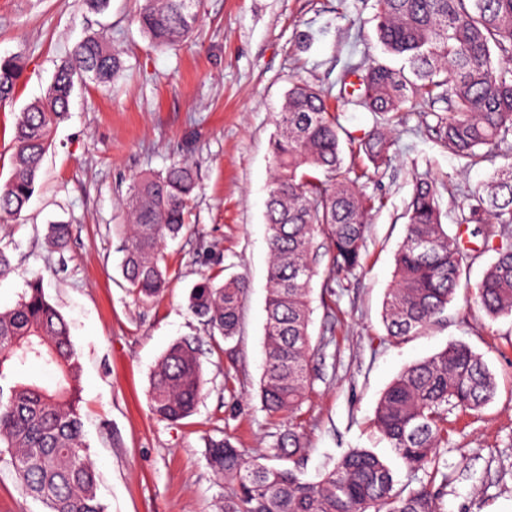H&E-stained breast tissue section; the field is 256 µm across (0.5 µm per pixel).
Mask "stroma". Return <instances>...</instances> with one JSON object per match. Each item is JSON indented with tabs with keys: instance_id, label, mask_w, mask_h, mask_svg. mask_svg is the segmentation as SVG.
<instances>
[{
	"instance_id": "stroma-1",
	"label": "stroma",
	"mask_w": 512,
	"mask_h": 512,
	"mask_svg": "<svg viewBox=\"0 0 512 512\" xmlns=\"http://www.w3.org/2000/svg\"><path fill=\"white\" fill-rule=\"evenodd\" d=\"M142 3L110 0L97 13L87 0H0V56L16 57L22 67L18 96L0 104V183L10 175L17 116L45 94L78 40L104 34L124 60L107 86L76 87L28 207L0 222V249L12 265L0 276V310L13 308L38 279L67 321L81 356L86 441L105 512H220L224 484L207 465V439L226 435L256 455L285 425L257 396L276 114L291 81L301 78L329 95L349 139L376 129L375 115L341 88L348 70L381 55L374 0H201L192 33L163 51L135 20ZM447 110L443 99L409 105L385 128L391 161L359 181L364 193L383 200L370 217L362 264L335 295L326 294L322 278L314 280L301 470L314 482L349 450L369 448L393 467L400 486L417 487L422 473L381 441L375 410L408 365L463 343L482 355L495 396L478 413L448 414V439L437 451L448 475L440 510L512 512V317L485 316L475 289L495 252L479 251L470 262L447 324L396 341L382 320L416 179H443L441 208L453 234L462 204L495 168L489 161L467 165L437 143L433 128ZM177 161L196 174L187 225L163 248L167 288L140 301L121 272V202L136 177ZM55 222L72 227L61 252L46 239ZM232 274L249 285L242 332L218 353L188 311L187 294L204 276ZM179 340L199 344L205 384L194 413L175 424L151 413L148 387L157 359ZM0 512H47L22 491L5 452Z\"/></svg>"
}]
</instances>
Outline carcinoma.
<instances>
[{
    "mask_svg": "<svg viewBox=\"0 0 512 512\" xmlns=\"http://www.w3.org/2000/svg\"><path fill=\"white\" fill-rule=\"evenodd\" d=\"M198 6L199 0H144L138 22L162 50L189 36ZM373 21L382 58L357 74L351 96L385 124L409 102L444 98L448 114L436 124L443 147L469 165L509 155L512 0H375ZM122 66L120 53L99 35L74 45L44 97L28 104L16 122L12 173L0 185V218L20 214L31 199L75 85H104ZM19 77L16 58H0L1 103L14 97ZM276 127L265 210L270 264L259 397L269 416L288 419V429L270 435L265 453L254 456L228 437L208 439V465L230 485L222 512H437L447 474L440 473L436 448L448 437V412H478L495 394L492 373L466 344H451L407 366L376 408L381 439L412 471L430 472V481L408 491L396 488L390 467L365 448L349 451L316 482L298 472L304 452L300 416L311 387L316 258L321 251L330 257L324 282L330 293L337 278L360 267L368 218L378 206L349 177L343 127L322 91L293 81ZM390 148L384 134L374 131L358 141L351 160L363 156L378 170L390 161ZM195 188L194 171L185 163L134 180L123 202L130 235L122 274L138 298L153 299L167 287L162 244L184 229ZM405 216L394 283L383 302L392 338L422 334L443 322L472 259L460 236L443 224L434 179L416 182ZM460 224L477 225L474 234L485 247L500 240L476 296L488 317L512 316V160L469 198ZM70 237L69 225L49 226L51 246L62 250ZM246 293L242 277H204L190 289L187 309L211 335L229 342L240 335ZM30 360L52 366L55 385L16 377ZM203 385L198 349L189 341L172 343L151 373L153 415L170 422L191 416ZM80 402L81 366L68 324L35 280L15 307L0 311V447L9 453L19 484L49 512H105Z\"/></svg>",
    "mask_w": 512,
    "mask_h": 512,
    "instance_id": "obj_1",
    "label": "carcinoma"
}]
</instances>
